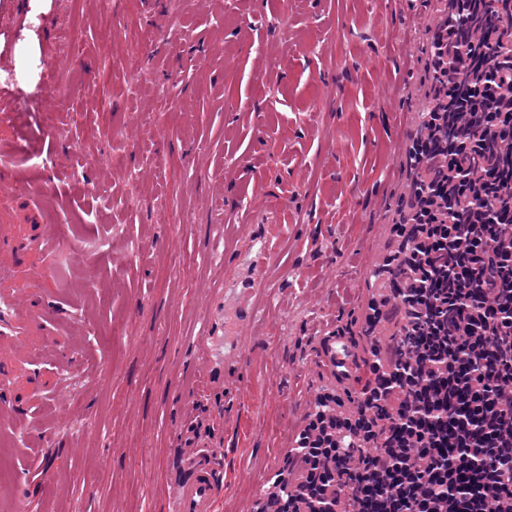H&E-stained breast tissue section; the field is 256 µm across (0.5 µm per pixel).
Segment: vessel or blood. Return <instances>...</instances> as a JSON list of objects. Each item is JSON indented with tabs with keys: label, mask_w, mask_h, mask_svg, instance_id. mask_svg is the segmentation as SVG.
I'll return each mask as SVG.
<instances>
[{
	"label": "vessel or blood",
	"mask_w": 512,
	"mask_h": 512,
	"mask_svg": "<svg viewBox=\"0 0 512 512\" xmlns=\"http://www.w3.org/2000/svg\"><path fill=\"white\" fill-rule=\"evenodd\" d=\"M267 253L266 238L245 240L240 250V268L224 283V336L218 339L207 332L198 341L201 372L207 374L220 365L229 369L239 364V342L242 336L248 335L255 318V298L262 285ZM26 292L25 283L18 281L9 294L0 293V334L5 333L7 324L20 319L19 303ZM314 362L341 391L353 388L361 370L356 347L340 331L318 338ZM215 459V451L199 447L183 458L170 490L173 512H214L222 484Z\"/></svg>",
	"instance_id": "vessel-or-blood-1"
}]
</instances>
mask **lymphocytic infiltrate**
Instances as JSON below:
<instances>
[{
    "label": "lymphocytic infiltrate",
    "mask_w": 512,
    "mask_h": 512,
    "mask_svg": "<svg viewBox=\"0 0 512 512\" xmlns=\"http://www.w3.org/2000/svg\"><path fill=\"white\" fill-rule=\"evenodd\" d=\"M472 42L434 25L432 57L449 90ZM494 92L480 86L463 111L425 113L424 124L450 121L456 134L446 148L415 137L408 152L423 180L392 227L394 286L367 304L366 380L348 410L318 395L275 512H512V181L499 177L512 116L484 111ZM475 176L487 184L482 207ZM437 192L446 212L426 201ZM391 309L401 319L385 341L375 330Z\"/></svg>",
    "instance_id": "f902f5d3"
}]
</instances>
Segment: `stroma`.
<instances>
[{
  "mask_svg": "<svg viewBox=\"0 0 512 512\" xmlns=\"http://www.w3.org/2000/svg\"><path fill=\"white\" fill-rule=\"evenodd\" d=\"M443 6L0 0V149L22 147L11 207L25 244L7 261L37 310L0 415L16 446L0 512H170L190 436L219 455L216 512H259L330 386L318 336L369 342L374 261L412 177ZM162 10L167 40L132 57ZM70 36L97 86L63 51ZM256 189L283 221L267 229L241 361L207 376L195 338L247 232L225 217L251 210Z\"/></svg>",
  "mask_w": 512,
  "mask_h": 512,
  "instance_id": "35a3bbf8",
  "label": "stroma"
}]
</instances>
